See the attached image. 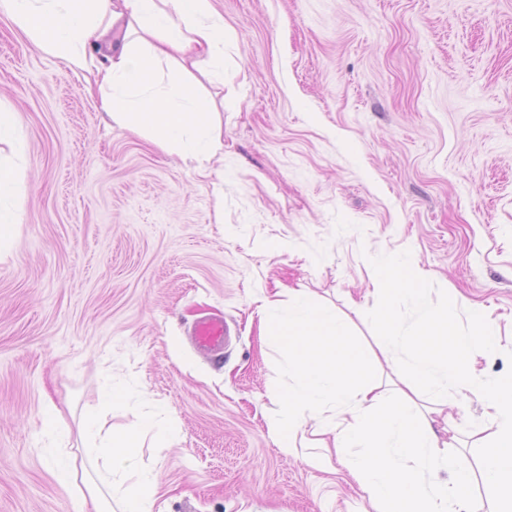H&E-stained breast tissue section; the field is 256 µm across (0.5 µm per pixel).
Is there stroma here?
Masks as SVG:
<instances>
[{"label":"stroma","instance_id":"obj_1","mask_svg":"<svg viewBox=\"0 0 512 512\" xmlns=\"http://www.w3.org/2000/svg\"><path fill=\"white\" fill-rule=\"evenodd\" d=\"M230 32L224 83H205L224 152L211 179L112 122L97 90L0 14V104L25 176L0 261V512H77L42 429L71 428L106 383L180 432L143 448L163 512H373L344 469L277 448L288 384L259 338L256 299L303 292L378 333L379 257L407 255L458 323L478 306L512 370V0H212ZM278 240L282 251H265ZM230 327L199 350L200 318ZM43 432L55 439L67 440L71 436L69 425L63 420L56 407L51 403L43 412Z\"/></svg>","mask_w":512,"mask_h":512}]
</instances>
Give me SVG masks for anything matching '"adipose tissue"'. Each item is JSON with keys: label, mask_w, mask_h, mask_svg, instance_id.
I'll list each match as a JSON object with an SVG mask.
<instances>
[{"label": "adipose tissue", "mask_w": 512, "mask_h": 512, "mask_svg": "<svg viewBox=\"0 0 512 512\" xmlns=\"http://www.w3.org/2000/svg\"><path fill=\"white\" fill-rule=\"evenodd\" d=\"M0 13L35 50L93 75L113 123L147 134L161 149L195 162L200 175L210 174L211 160L224 150L222 128L192 72L204 63L209 81H224L227 29L211 0H0ZM21 191L18 165L0 155V243L18 222ZM381 266L372 352L305 293H294L284 312L277 300L258 299L261 336L287 356L289 382L271 423L277 447L298 455L310 421L315 434L332 433L335 459L313 454L309 464L338 462L374 512H478V476L493 489L497 512H512V372L488 381L475 369L478 359L500 351L491 315L473 309L467 329H459L455 310L431 299L418 265L386 258ZM404 305L417 313L409 329L399 317ZM384 360L405 386L391 401L374 380ZM471 395L490 423L473 462L450 451L431 411L418 406L425 398L444 406ZM125 399L123 389L104 387L82 418L80 432L96 458L92 468L73 456L55 462L58 483L82 512H155L159 477L140 465L137 451L170 447L177 431L152 415L129 430L106 428V416Z\"/></svg>", "instance_id": "1"}]
</instances>
